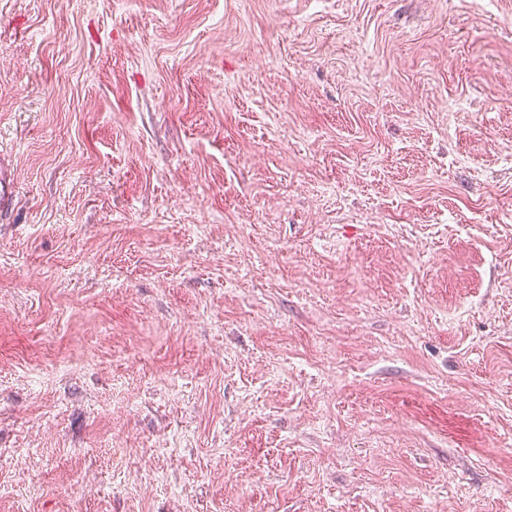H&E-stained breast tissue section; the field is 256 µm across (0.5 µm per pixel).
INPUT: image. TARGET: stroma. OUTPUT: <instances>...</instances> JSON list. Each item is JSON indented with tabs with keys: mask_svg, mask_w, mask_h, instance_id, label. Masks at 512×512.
<instances>
[{
	"mask_svg": "<svg viewBox=\"0 0 512 512\" xmlns=\"http://www.w3.org/2000/svg\"><path fill=\"white\" fill-rule=\"evenodd\" d=\"M0 512H512V0H0Z\"/></svg>",
	"mask_w": 512,
	"mask_h": 512,
	"instance_id": "stroma-1",
	"label": "stroma"
}]
</instances>
